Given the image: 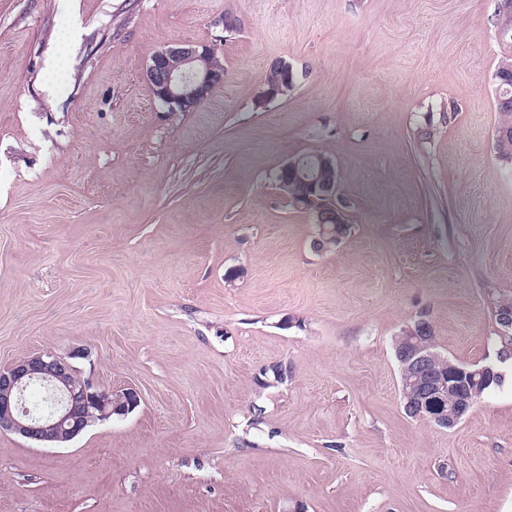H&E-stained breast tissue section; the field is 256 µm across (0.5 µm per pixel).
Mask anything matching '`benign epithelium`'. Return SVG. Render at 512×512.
<instances>
[{
    "label": "benign epithelium",
    "instance_id": "obj_1",
    "mask_svg": "<svg viewBox=\"0 0 512 512\" xmlns=\"http://www.w3.org/2000/svg\"><path fill=\"white\" fill-rule=\"evenodd\" d=\"M214 46L177 44L155 51L146 66V78L155 100L165 112H194L224 84V70L214 64ZM277 79L265 83L261 103L288 95L297 75L286 61L271 65ZM297 176L296 161L279 168L278 189L288 195V185ZM307 208L316 224H343L347 214L337 202L335 185L317 177L305 180ZM430 322L420 317L407 324L399 336L397 358L402 365L403 385L409 387L408 412L440 427H454L476 402L470 386L501 382L504 375L490 366L465 370L436 351ZM80 350L66 356L53 352L35 353L0 370V432L19 435L39 445L71 441L89 426L126 416L140 403L132 389L101 390L84 379L74 360ZM32 383L47 389L51 408L35 413L22 406L21 397Z\"/></svg>",
    "mask_w": 512,
    "mask_h": 512
}]
</instances>
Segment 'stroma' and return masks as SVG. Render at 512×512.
<instances>
[{"label": "stroma", "instance_id": "stroma-1", "mask_svg": "<svg viewBox=\"0 0 512 512\" xmlns=\"http://www.w3.org/2000/svg\"><path fill=\"white\" fill-rule=\"evenodd\" d=\"M503 5L0 0V369L80 349L140 395L60 446L0 433V512H512ZM176 43L224 83L168 114L145 70ZM278 60L297 82L261 104ZM310 150L351 224L324 250L270 180ZM422 315L504 375L451 429L403 409ZM501 93L498 100V109L499 112H501L503 119L500 125L497 128V135H496V147L499 156L502 158V160H505V158L502 155V151L500 149L499 141L503 134L506 135L507 141L509 142L511 146V159H512V79L510 81L501 84Z\"/></svg>", "mask_w": 512, "mask_h": 512}]
</instances>
